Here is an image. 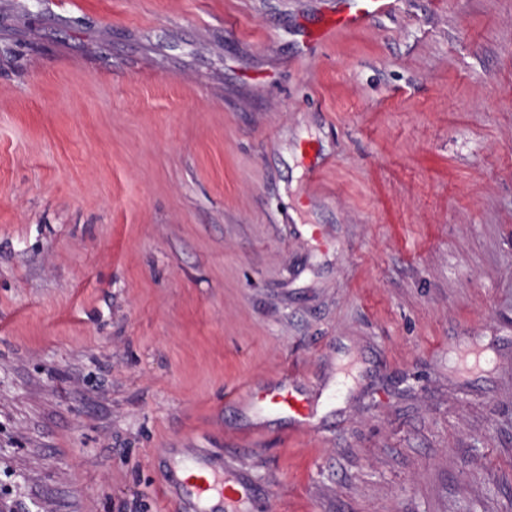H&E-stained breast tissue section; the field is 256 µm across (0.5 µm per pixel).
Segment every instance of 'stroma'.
Here are the masks:
<instances>
[{
  "label": "stroma",
  "instance_id": "35a3bbf8",
  "mask_svg": "<svg viewBox=\"0 0 512 512\" xmlns=\"http://www.w3.org/2000/svg\"><path fill=\"white\" fill-rule=\"evenodd\" d=\"M335 8L0 0V512H512V0ZM342 11L328 17L321 26L311 31L309 42H322L334 33L352 31L365 27L373 18L392 13L394 0H344ZM249 398L261 413H288L298 428L305 427L313 415L310 400L297 388L288 387L282 381L251 394ZM182 457L169 465L170 489L178 497L180 511H249L251 492L238 475L224 472V465L204 452H186Z\"/></svg>",
  "mask_w": 512,
  "mask_h": 512
}]
</instances>
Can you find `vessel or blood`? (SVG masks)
Here are the masks:
<instances>
[{"label": "vessel or blood", "instance_id": "1", "mask_svg": "<svg viewBox=\"0 0 512 512\" xmlns=\"http://www.w3.org/2000/svg\"><path fill=\"white\" fill-rule=\"evenodd\" d=\"M394 7L395 0H346L345 8L325 19L308 39L316 43L337 32L363 28L373 18L392 13ZM252 400L260 412L289 414L300 428L313 415L310 400L281 381L253 393ZM169 471L180 512H248L250 491L238 475L225 471L208 454L184 453L170 464Z\"/></svg>", "mask_w": 512, "mask_h": 512}]
</instances>
